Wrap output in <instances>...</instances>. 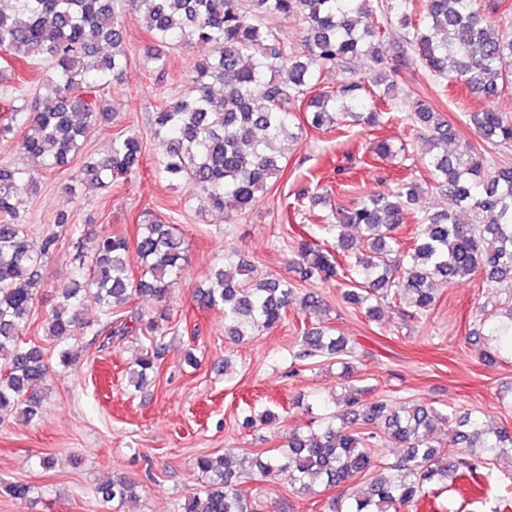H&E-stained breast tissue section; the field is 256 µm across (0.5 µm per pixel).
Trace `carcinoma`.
I'll list each match as a JSON object with an SVG mask.
<instances>
[{"label":"carcinoma","mask_w":512,"mask_h":512,"mask_svg":"<svg viewBox=\"0 0 512 512\" xmlns=\"http://www.w3.org/2000/svg\"><path fill=\"white\" fill-rule=\"evenodd\" d=\"M386 16L398 18L413 56L385 65L381 43L385 32L362 25L372 15V2ZM142 13L156 42L175 46L201 42L213 54L193 67L191 84L171 105L153 113L158 141L155 169L164 178L188 179L199 188L200 209L216 216L250 209L283 171V141L295 142L296 111L305 112L315 129H331L340 121L368 127L380 123L377 101L389 98L397 67L411 60L433 79L460 82L489 105L465 114V123L484 142L512 145V116L492 102L512 84V27L495 16V5L481 0H0V50L16 61L36 63L51 72L53 99L25 94L7 99L0 108V139L23 125L27 133L18 148L41 160L43 169L66 166L100 120L112 114L97 91L122 83L128 56L122 47L123 17ZM268 15L300 17L302 46L281 42L265 24ZM367 55L383 66L366 85L355 76L352 62ZM338 67L348 74L334 90L314 92L322 71ZM222 87L220 96L213 85ZM411 126L422 131L438 150L429 158L436 188L448 197V208L417 216L410 248L403 250L396 231L414 210L421 186L402 180L389 192L362 196L336 207L333 221L320 224L312 239H299L298 272L334 280L344 302L375 321L381 304L399 300L413 314L434 305L439 280L447 282L480 272L488 284L512 282V168L495 167L442 115L430 97L403 103ZM457 151L448 153V144ZM142 140L133 130L112 140L105 154L87 163L81 175L107 187L136 171ZM38 187L30 171L0 164V417L15 413L29 422L42 409V390L50 362L42 343L25 338L36 297L43 286L41 269L56 250L53 233L34 237L22 223L16 201ZM59 227L77 237L79 269L86 271L60 288L62 302L44 320L47 340L57 346L58 364L76 359L65 346L78 334L91 335L106 346L113 339L139 335L145 344L131 366L130 382L139 383L157 369L162 355L161 323L155 315L127 313L134 299L151 296L162 302L184 271L181 238L172 224L149 214L135 240L104 234L90 240L63 213ZM354 227L357 242L346 233ZM336 240V253L314 242ZM140 259L139 279L129 269L130 249ZM236 279L214 269L200 298L224 310L226 335L245 329L270 330L287 318L288 308L301 314L319 307V300L300 297L288 279L253 275L243 261ZM92 302L103 311L98 321H85L79 309ZM491 346L482 360L493 364L502 349L512 352V295L491 313ZM349 353L348 342L323 327L309 326L292 352L303 362ZM377 427L357 431L358 421ZM452 422L454 453L431 443L437 424ZM405 448L394 464L376 466L374 453L385 439ZM512 449V432L481 429L469 412L449 418L428 404L399 407L351 390L316 431L293 432L286 448L243 456L239 470L231 457L202 453L194 467L209 477L206 487L179 503L175 512H255V501L238 489L239 474L251 466L263 476H285L300 491L317 485L337 486L355 473L376 470L369 491L346 502L331 500L330 512H398L419 501L434 485L448 479L476 481L490 460ZM102 502L121 512L135 497L134 484L117 474L98 485Z\"/></svg>","instance_id":"carcinoma-1"}]
</instances>
